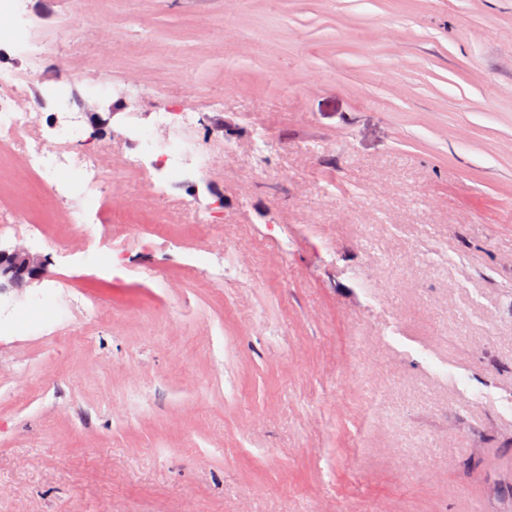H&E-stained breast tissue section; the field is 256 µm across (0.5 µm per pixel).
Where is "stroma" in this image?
I'll list each match as a JSON object with an SVG mask.
<instances>
[{"label": "stroma", "mask_w": 512, "mask_h": 512, "mask_svg": "<svg viewBox=\"0 0 512 512\" xmlns=\"http://www.w3.org/2000/svg\"><path fill=\"white\" fill-rule=\"evenodd\" d=\"M27 4L104 76L117 176L67 252L55 205L0 240L47 261L5 295L0 512H512V0ZM163 97L235 149L146 212L125 131L166 140Z\"/></svg>", "instance_id": "1"}]
</instances>
